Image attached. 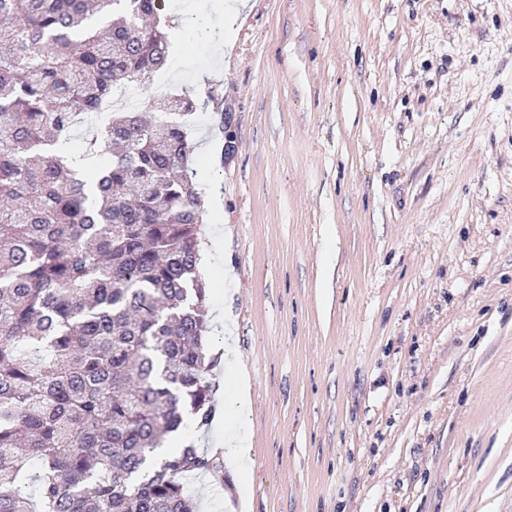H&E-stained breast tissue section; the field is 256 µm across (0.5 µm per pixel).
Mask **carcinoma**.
<instances>
[{"mask_svg": "<svg viewBox=\"0 0 512 512\" xmlns=\"http://www.w3.org/2000/svg\"><path fill=\"white\" fill-rule=\"evenodd\" d=\"M164 0H0V512H195L189 444L213 415L205 202L179 94L145 121L114 110L68 161L72 129L171 44ZM37 489L31 493V482Z\"/></svg>", "mask_w": 512, "mask_h": 512, "instance_id": "carcinoma-1", "label": "carcinoma"}]
</instances>
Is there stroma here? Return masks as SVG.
I'll return each instance as SVG.
<instances>
[{"instance_id": "35a3bbf8", "label": "stroma", "mask_w": 512, "mask_h": 512, "mask_svg": "<svg viewBox=\"0 0 512 512\" xmlns=\"http://www.w3.org/2000/svg\"><path fill=\"white\" fill-rule=\"evenodd\" d=\"M192 2L146 93L214 91L215 412L186 437L248 431L247 512H512V0ZM237 484L185 488L230 512Z\"/></svg>"}]
</instances>
